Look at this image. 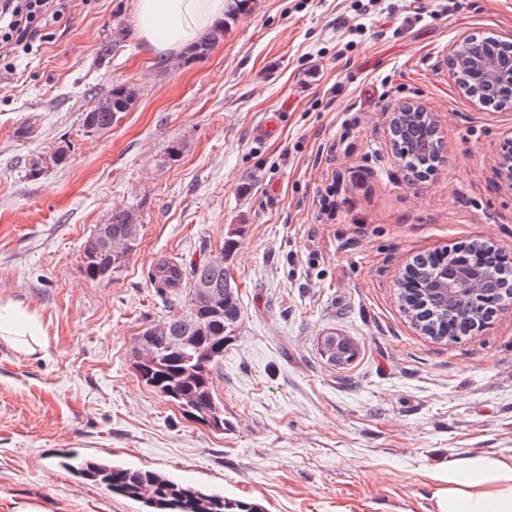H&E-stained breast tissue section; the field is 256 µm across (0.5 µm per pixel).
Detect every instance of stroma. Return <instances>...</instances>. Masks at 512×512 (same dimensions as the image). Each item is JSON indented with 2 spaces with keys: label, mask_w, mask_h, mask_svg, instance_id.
I'll list each match as a JSON object with an SVG mask.
<instances>
[{
  "label": "stroma",
  "mask_w": 512,
  "mask_h": 512,
  "mask_svg": "<svg viewBox=\"0 0 512 512\" xmlns=\"http://www.w3.org/2000/svg\"><path fill=\"white\" fill-rule=\"evenodd\" d=\"M70 15L0 69V297L44 333L32 355L0 340V512H142L66 470L72 454L257 512H435L449 461L512 457V309L440 341L397 295L419 254L487 241L512 257V191L494 177L512 107L475 104L447 65L462 37L512 42V0H247L195 61L145 49L134 0ZM129 83L135 106L86 133L97 95ZM404 101L443 142L422 179L389 132ZM271 112L281 131L264 139ZM132 203L136 252L112 283L89 280L86 240ZM233 230L241 322L213 374L216 432L132 363L188 298L153 266L191 272ZM330 333L355 347L348 364L323 356ZM184 278L183 269L174 263L164 261L156 265L151 280L168 288H177Z\"/></svg>",
  "instance_id": "35a3bbf8"
}]
</instances>
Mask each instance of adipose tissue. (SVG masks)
Masks as SVG:
<instances>
[{
  "label": "adipose tissue",
  "instance_id": "obj_1",
  "mask_svg": "<svg viewBox=\"0 0 512 512\" xmlns=\"http://www.w3.org/2000/svg\"><path fill=\"white\" fill-rule=\"evenodd\" d=\"M223 19L224 0H135L137 36L155 54L186 51ZM0 339L35 353L41 346L36 316L0 298ZM437 479L436 512H512V458L455 460Z\"/></svg>",
  "mask_w": 512,
  "mask_h": 512
}]
</instances>
